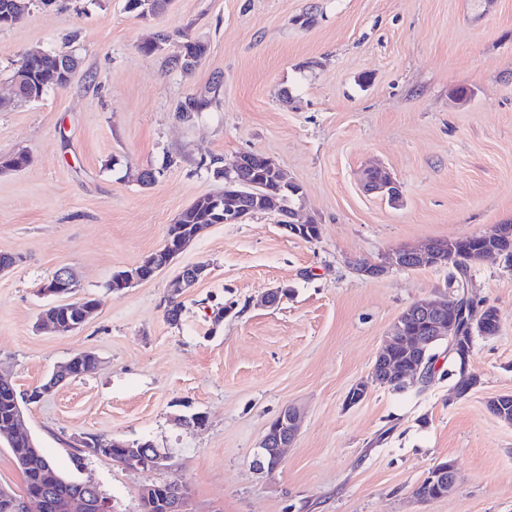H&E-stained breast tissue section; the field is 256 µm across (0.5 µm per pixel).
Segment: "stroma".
<instances>
[{
	"mask_svg": "<svg viewBox=\"0 0 512 512\" xmlns=\"http://www.w3.org/2000/svg\"><path fill=\"white\" fill-rule=\"evenodd\" d=\"M125 0L30 5L0 27V371L18 393L81 351L98 359L38 402L23 426L65 475L95 483L118 512H140L145 485L180 480L186 512H512V423L488 409L512 394V268L472 267L473 294L500 331L476 337L480 382L457 396L440 354L429 382L371 385L376 353L414 302L451 299V267L360 275L399 248L465 238L512 222V0H172L140 19ZM168 34L163 51L141 44ZM207 52L175 66L184 37ZM72 52L71 82L38 102L10 81L30 50ZM467 88L468 104L455 101ZM244 152L273 160L301 188L284 234L276 213L216 224L153 279L115 291L116 271L159 250L194 199L224 189ZM387 168L398 202L367 194L364 166ZM151 170L155 181L138 176ZM205 262L209 275L170 283ZM69 268L97 310L76 330L37 324L58 299L41 287ZM287 297L267 306L268 289ZM302 412L271 474L252 465L270 423ZM203 414L200 427L180 417ZM151 439L168 469H132L74 447L75 436ZM459 481L445 497L417 486L439 462Z\"/></svg>",
	"mask_w": 512,
	"mask_h": 512,
	"instance_id": "35a3bbf8",
	"label": "stroma"
}]
</instances>
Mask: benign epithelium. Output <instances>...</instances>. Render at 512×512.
<instances>
[{
    "instance_id": "obj_1",
    "label": "benign epithelium",
    "mask_w": 512,
    "mask_h": 512,
    "mask_svg": "<svg viewBox=\"0 0 512 512\" xmlns=\"http://www.w3.org/2000/svg\"><path fill=\"white\" fill-rule=\"evenodd\" d=\"M255 153L245 152L240 154L235 162L225 170L226 181L234 184L236 190L226 197L224 203V217L220 220L222 224H242L249 217L251 211L241 204V199L250 198L255 203H264L266 195L260 190V185L249 179L241 177L243 171L252 165ZM362 187L365 192L376 194L383 198L397 200L401 196L400 185L396 179L382 167H369L363 171ZM190 243V239L181 238L172 232L168 234L166 246L158 252L155 262L148 266L137 265L115 274L118 287L125 289L132 284L149 280L167 269L174 259ZM419 262L423 265L439 266L445 262L443 256L432 249L430 244L417 249L407 250L403 255L394 252L389 258V263L395 267L403 268L408 263ZM209 265L197 263L183 268L173 282V288L194 284L207 277ZM77 280L67 271L55 273L50 280L42 285V291L47 295L67 296L77 292ZM451 291L456 297L449 303L432 300H420L412 305L411 315L421 321L426 331L414 338L413 353L419 357V361L413 367L406 370L404 378L408 379L420 371L424 354L427 347L436 342H453V337L462 334L463 326L458 319L457 311L464 306L468 294L461 293V288L453 286ZM404 317H399L393 324L389 335L384 337L380 350L376 356L372 372L371 382L386 385L394 377L393 367L386 361V347L392 337L404 331ZM77 357H72L66 363L57 367L49 381L38 389L33 396L35 400H41L54 391L60 384L71 379L73 373L70 365ZM17 412L11 428L12 438L19 442L32 443V438L21 431V423L24 418L23 405L16 403ZM298 410L294 407H287L281 411L279 416L270 424L263 436L260 446L255 453L254 466L270 474L278 470L282 463L283 448L293 442L298 431ZM118 447L125 448L123 457L124 465L134 466L143 470L163 469L170 466L171 455L166 451H158L153 454L147 453L142 448H133L128 444H118ZM82 493L70 498L63 506V512H114L112 500L105 499L97 493L95 484L90 482L81 483ZM188 497L187 489L182 483L175 484L168 493L163 506L164 512H184L185 501Z\"/></svg>"
}]
</instances>
